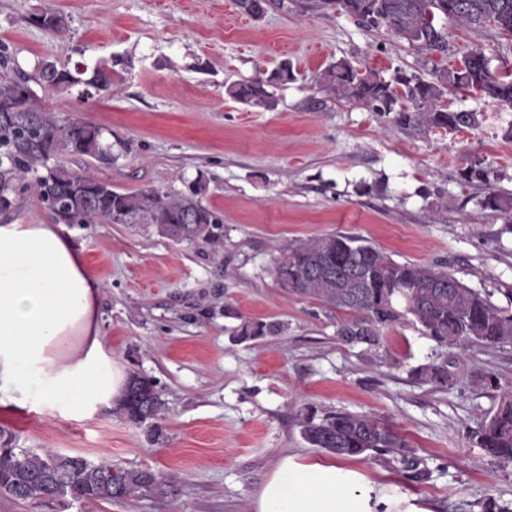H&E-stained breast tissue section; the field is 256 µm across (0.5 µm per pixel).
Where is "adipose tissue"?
I'll return each mask as SVG.
<instances>
[{
    "label": "adipose tissue",
    "instance_id": "obj_1",
    "mask_svg": "<svg viewBox=\"0 0 512 512\" xmlns=\"http://www.w3.org/2000/svg\"><path fill=\"white\" fill-rule=\"evenodd\" d=\"M100 283L53 224L0 219V405L85 415L120 396L125 375L104 348ZM256 512L398 510L382 490L335 462L284 456L255 498Z\"/></svg>",
    "mask_w": 512,
    "mask_h": 512
}]
</instances>
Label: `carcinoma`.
<instances>
[{"instance_id":"carcinoma-1","label":"carcinoma","mask_w":512,"mask_h":512,"mask_svg":"<svg viewBox=\"0 0 512 512\" xmlns=\"http://www.w3.org/2000/svg\"><path fill=\"white\" fill-rule=\"evenodd\" d=\"M237 10L246 13L261 5L264 10L281 6V0H234ZM304 12L337 9L353 16L368 28L384 26L390 34L419 51H448V39L437 18L470 28L491 27L512 39V0H303ZM32 22L51 31H62V18L52 10L35 15ZM478 48L464 53L452 67L438 69L433 80L425 81L399 72L387 79L363 71L348 60H338L320 77L323 89L340 98L359 101L376 112H395L398 122L412 121L448 133L479 125L478 114L453 110L441 103L453 91H474L502 105L512 107V68L488 71ZM294 79L290 66L283 65L267 77L236 83L228 88L235 100L256 107L274 104L270 88ZM29 78L9 66L6 51L0 50V216L14 215L19 195L28 184L27 176L46 168L36 178L35 187L53 220L69 224H166L174 235L191 234L208 243L220 223L218 214L199 199L202 181L188 186L181 194L155 189L121 193L106 182L48 166L60 154L81 155L98 160L112 157V144L105 141L100 128L76 121L59 125L52 113L33 103L31 93H22ZM38 81L65 90L83 84L95 91L112 89V70L97 66L92 70L72 71L53 61L39 67ZM481 207L492 212L512 210V199L491 191ZM276 284L286 292L312 298L341 310L351 318L338 324L337 336L345 343L365 344L377 349L385 330L412 315L440 345L452 349L466 344L496 346L512 344V312L494 306L489 298L453 274L427 265L397 263L368 241L345 234H330L292 244L283 250L271 269ZM403 300L405 310L397 308ZM279 331L276 324L245 322L239 335L258 338ZM420 374L439 388L448 386V360L422 368ZM116 411L127 420L142 425L158 419L164 402L155 382L137 373L131 375L118 398ZM303 439L337 457L361 456L370 452L393 455L409 472V479L421 482L425 470L419 468L410 442L393 425L366 414L327 413L318 419L306 415L301 430ZM477 444L499 463H512V389L499 394L495 412L474 432ZM55 463V452L44 449L22 456L16 448L0 446V493L11 488H29L21 499L40 501L52 498L54 484L47 480ZM112 478L117 489H152L159 477L148 470L112 469L100 462L92 470L75 466L66 481L71 496L105 501L99 486Z\"/></svg>"}]
</instances>
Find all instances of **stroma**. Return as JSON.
I'll return each instance as SVG.
<instances>
[{"label":"stroma","instance_id":"35a3bbf8","mask_svg":"<svg viewBox=\"0 0 512 512\" xmlns=\"http://www.w3.org/2000/svg\"><path fill=\"white\" fill-rule=\"evenodd\" d=\"M51 9L64 33L31 23ZM448 53L429 54L336 10L305 13L296 0L254 20L233 0H0V46L30 74L33 98L60 125L101 128L112 161L64 154L70 172L121 193H176L203 179V205L221 222L214 243H177L153 224H66L100 282L105 349L125 374L151 377L165 402L158 429L104 405L77 417L36 405L0 406V429L18 448L102 459L149 470L161 488L119 500L0 496V512H253L283 455L327 459L306 443L308 411L369 413L412 444L426 480H409L392 456L342 458L384 493L428 512L512 510V465L472 437L512 386V345L445 350L412 316L380 348L348 346L342 313L279 288L270 269L290 244L333 233L368 240L398 263L428 265L512 307V216L482 209L488 191L512 196V108L450 93V108L481 113L478 127L448 133L320 90L340 59L392 77L431 80L464 46L493 66L512 65V40L490 27L440 18ZM112 66V89L85 97L35 81L39 61ZM291 64L272 110L232 99L241 80ZM488 182L461 173L474 160ZM246 321L280 332L237 336ZM447 359L452 383L420 367Z\"/></svg>","mask_w":512,"mask_h":512}]
</instances>
